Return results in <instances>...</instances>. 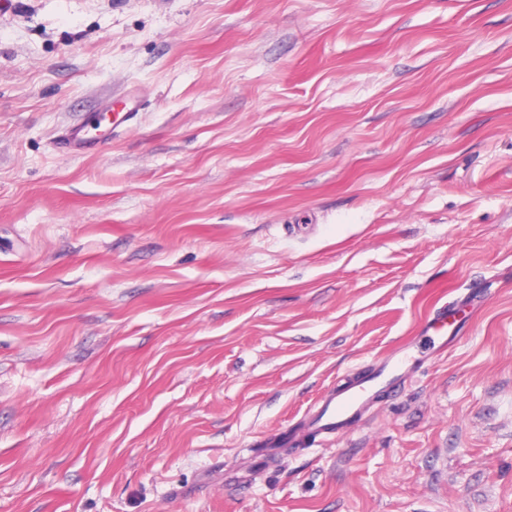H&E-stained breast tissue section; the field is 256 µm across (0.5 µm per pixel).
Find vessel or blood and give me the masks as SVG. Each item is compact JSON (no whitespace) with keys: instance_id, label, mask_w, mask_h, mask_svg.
<instances>
[{"instance_id":"vessel-or-blood-1","label":"vessel or blood","mask_w":512,"mask_h":512,"mask_svg":"<svg viewBox=\"0 0 512 512\" xmlns=\"http://www.w3.org/2000/svg\"><path fill=\"white\" fill-rule=\"evenodd\" d=\"M456 311L444 304L433 305L428 313L427 328L440 335L443 344H450L446 331L449 320L455 317ZM409 357L405 350L379 357V365L366 376L357 380H349L336 385L318 403L310 408L309 424L313 436L330 437L346 432L356 421L373 406L379 387H397L398 371L406 364Z\"/></svg>"}]
</instances>
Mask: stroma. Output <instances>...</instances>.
Listing matches in <instances>:
<instances>
[{
    "instance_id": "stroma-1",
    "label": "stroma",
    "mask_w": 512,
    "mask_h": 512,
    "mask_svg": "<svg viewBox=\"0 0 512 512\" xmlns=\"http://www.w3.org/2000/svg\"><path fill=\"white\" fill-rule=\"evenodd\" d=\"M0 512H512V0L0 4ZM459 312L460 311H457V309L453 307L448 308V301L443 302L441 305H439V302H436L431 307L428 313L427 330L437 334L442 340L440 347L446 348L455 339L456 336H451V334L456 330L461 322L460 319L455 318V315ZM449 318H454L451 323L448 322ZM452 325H454V327L451 330L450 336H445L444 333L445 331L448 332V326ZM406 348L378 358L379 365L358 380L345 381L328 392L318 405L308 411L312 442L319 436L331 437L346 432L373 406L378 387L397 389V372L409 361Z\"/></svg>"
}]
</instances>
